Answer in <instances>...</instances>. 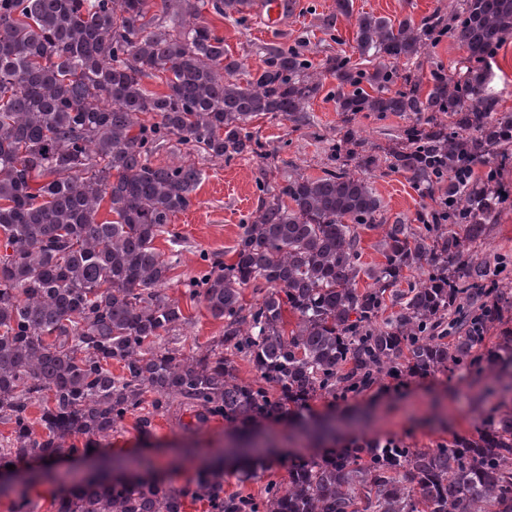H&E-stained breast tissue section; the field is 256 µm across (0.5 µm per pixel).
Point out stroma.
Listing matches in <instances>:
<instances>
[{"label":"stroma","mask_w":512,"mask_h":512,"mask_svg":"<svg viewBox=\"0 0 512 512\" xmlns=\"http://www.w3.org/2000/svg\"><path fill=\"white\" fill-rule=\"evenodd\" d=\"M280 30L265 27L258 11H251L244 24L208 15L215 32L225 45L242 55L249 71L262 68L261 46L267 43L293 45L306 40L314 61H322L336 53L355 54L357 28L354 17L363 12L389 18L412 17L420 21L434 12H447L449 0H352L353 17L338 18L333 30L320 29L319 21L334 9V0H296ZM335 79L324 82V88L313 100L314 126L293 130L285 120L256 119L254 125L269 144L271 159L260 161L238 157L229 161L196 158L197 167L205 173L193 206L176 214L170 227L181 237L180 262L172 272L168 293L180 299L191 321L177 334L185 351L207 346L222 336L224 325L213 320L202 305L184 298V283L198 269L201 254L218 256L231 248L240 226L258 204L256 182L264 177L275 182L301 173L321 176L326 164L329 139L335 138L342 120L332 90ZM374 187L389 216H414L422 201L404 174L385 171L377 174ZM488 268L508 269L512 283V209L504 211L491 225L487 238L477 246ZM498 371L481 369L437 370L423 376L387 377L377 384L344 399L318 397L302 410H292L285 417L265 423L261 431L274 448L262 459L236 470L225 469L226 493L244 491L259 493L269 482L287 483L288 472L296 464L318 459L331 450H342L364 440L395 439L413 449L436 447L455 436L475 434L487 426L503 408ZM151 427L141 432L139 417L130 415L119 425L104 445L85 454H70L63 466L86 465L111 448L113 456L144 454L161 464V479L178 488L201 469L203 459L225 453L231 442L232 428L222 418L196 425L189 412L179 404L164 411L145 406ZM142 414V415H143ZM332 418L336 421L335 437L309 441L294 430L298 420Z\"/></svg>","instance_id":"1"}]
</instances>
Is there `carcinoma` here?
Listing matches in <instances>:
<instances>
[{"instance_id":"cac0c4a2","label":"carcinoma","mask_w":512,"mask_h":512,"mask_svg":"<svg viewBox=\"0 0 512 512\" xmlns=\"http://www.w3.org/2000/svg\"><path fill=\"white\" fill-rule=\"evenodd\" d=\"M242 2L161 0L154 13L151 0H0V421L12 428L0 470L111 437L149 395L156 409L182 399L199 422L221 417L253 434L292 406L388 376L512 365V335L475 353L505 295L475 245L512 197L498 178L512 159V111L501 108L493 70L512 35V0H460L448 18L419 23L363 13L358 58L315 65L303 45L266 44L254 74L202 16L208 7L243 23ZM334 5L327 28L352 15L351 0ZM445 37L466 65L432 71L424 95L415 71L398 64ZM157 73L161 93L144 84ZM329 76L345 121L323 175L259 181L234 262L207 255L185 284V296L224 322L223 336L203 351L169 346L165 337L189 323L167 293L179 245L169 226L192 207L204 172L150 157L174 141L203 158L266 160L253 119L313 126L311 102ZM361 112L411 122L378 153L350 123ZM384 166L432 201L415 223L386 215L366 178ZM363 230L382 233L384 262L371 268L360 262ZM161 234L168 255L154 247ZM363 275L371 283L360 290ZM250 286L264 295L247 304ZM475 292L496 301L445 341L448 312ZM388 300L398 310L385 318ZM237 359L253 364V383L238 382ZM154 468L148 458L112 463ZM187 500L210 512H512V409L436 448L372 439L302 462L287 485L269 482L258 497L224 494L214 472L180 488L93 474L53 503L56 512H183Z\"/></svg>"}]
</instances>
